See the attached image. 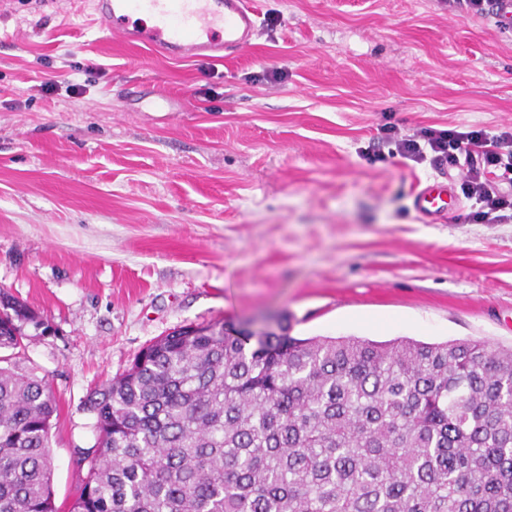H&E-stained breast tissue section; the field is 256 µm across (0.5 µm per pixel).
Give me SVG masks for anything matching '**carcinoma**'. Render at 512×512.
<instances>
[{"mask_svg": "<svg viewBox=\"0 0 512 512\" xmlns=\"http://www.w3.org/2000/svg\"><path fill=\"white\" fill-rule=\"evenodd\" d=\"M41 320L0 290V349ZM0 366V512H57L46 377ZM68 512H512V349L175 330L86 399Z\"/></svg>", "mask_w": 512, "mask_h": 512, "instance_id": "cac0c4a2", "label": "carcinoma"}]
</instances>
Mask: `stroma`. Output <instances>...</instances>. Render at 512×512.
<instances>
[{"instance_id": "obj_1", "label": "stroma", "mask_w": 512, "mask_h": 512, "mask_svg": "<svg viewBox=\"0 0 512 512\" xmlns=\"http://www.w3.org/2000/svg\"><path fill=\"white\" fill-rule=\"evenodd\" d=\"M224 61L105 38L89 0H0V289L41 321L52 489L97 440L90 391L184 326L512 347V221L425 223L440 178L379 131H512V30L448 0H253Z\"/></svg>"}]
</instances>
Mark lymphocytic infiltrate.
Segmentation results:
<instances>
[{"label": "lymphocytic infiltrate", "mask_w": 512, "mask_h": 512, "mask_svg": "<svg viewBox=\"0 0 512 512\" xmlns=\"http://www.w3.org/2000/svg\"><path fill=\"white\" fill-rule=\"evenodd\" d=\"M381 140L391 153L412 162L457 170L460 189L471 202L467 222L512 220V132L427 126L403 134L387 126Z\"/></svg>", "instance_id": "f902f5d3"}]
</instances>
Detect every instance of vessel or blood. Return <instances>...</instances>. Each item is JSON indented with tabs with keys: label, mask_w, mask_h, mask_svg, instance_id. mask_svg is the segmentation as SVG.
<instances>
[{
	"label": "vessel or blood",
	"mask_w": 512,
	"mask_h": 512,
	"mask_svg": "<svg viewBox=\"0 0 512 512\" xmlns=\"http://www.w3.org/2000/svg\"><path fill=\"white\" fill-rule=\"evenodd\" d=\"M93 22L126 44L180 59L220 60L251 44L258 31L252 0H93ZM451 185L434 181L413 196L428 222L448 213Z\"/></svg>",
	"instance_id": "1"
}]
</instances>
